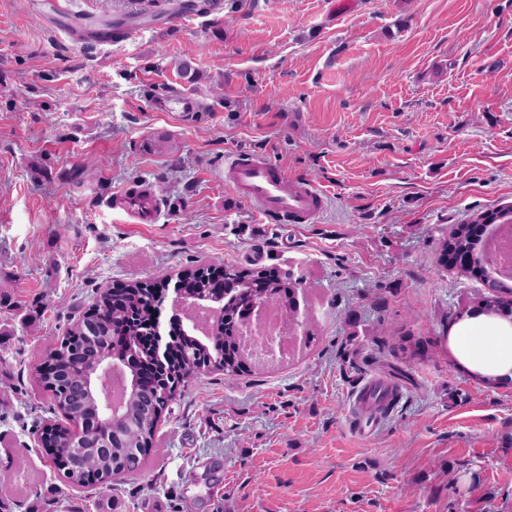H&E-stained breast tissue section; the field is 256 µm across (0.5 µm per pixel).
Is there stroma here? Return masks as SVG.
I'll return each instance as SVG.
<instances>
[{"instance_id":"35a3bbf8","label":"stroma","mask_w":512,"mask_h":512,"mask_svg":"<svg viewBox=\"0 0 512 512\" xmlns=\"http://www.w3.org/2000/svg\"><path fill=\"white\" fill-rule=\"evenodd\" d=\"M337 2L219 0L167 26L173 0H76L83 28H139L100 45L0 0V463L33 477L0 485L11 512H512V383L456 352L454 312L485 286L437 261L451 226L512 202V0ZM182 91L192 118L151 111ZM162 134L176 154L147 149ZM235 154L311 181L325 211L261 222L224 185ZM144 180L155 224L112 200ZM217 260L302 278L314 340L198 374L118 490L64 485L37 441L41 353L100 284ZM380 380L400 398L370 429L356 404Z\"/></svg>"}]
</instances>
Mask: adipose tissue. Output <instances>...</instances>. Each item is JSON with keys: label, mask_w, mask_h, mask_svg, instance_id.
<instances>
[{"label": "adipose tissue", "mask_w": 512, "mask_h": 512, "mask_svg": "<svg viewBox=\"0 0 512 512\" xmlns=\"http://www.w3.org/2000/svg\"><path fill=\"white\" fill-rule=\"evenodd\" d=\"M458 353L476 370L512 376V322L485 316L471 319L458 336Z\"/></svg>", "instance_id": "ef3b65f1"}]
</instances>
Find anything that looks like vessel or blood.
<instances>
[{"mask_svg":"<svg viewBox=\"0 0 512 512\" xmlns=\"http://www.w3.org/2000/svg\"><path fill=\"white\" fill-rule=\"evenodd\" d=\"M151 107L186 118L195 109L194 98L184 94L160 95ZM224 180L240 199L255 205L262 221L305 222L324 210L321 191L305 181H290L278 168L259 157L235 155L226 162ZM114 199L128 214L145 224L156 223L161 209L142 188L134 186L115 193Z\"/></svg>","mask_w":512,"mask_h":512,"instance_id":"b4317fda","label":"vessel or blood"}]
</instances>
